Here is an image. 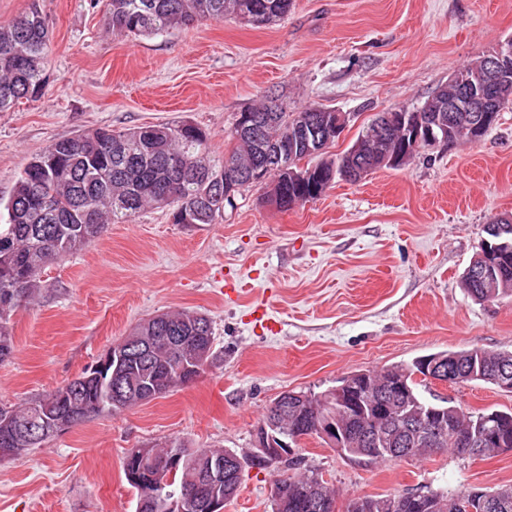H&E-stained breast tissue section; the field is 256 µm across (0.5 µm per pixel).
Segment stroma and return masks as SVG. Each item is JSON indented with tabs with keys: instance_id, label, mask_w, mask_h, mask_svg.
I'll return each instance as SVG.
<instances>
[{
	"instance_id": "obj_1",
	"label": "stroma",
	"mask_w": 512,
	"mask_h": 512,
	"mask_svg": "<svg viewBox=\"0 0 512 512\" xmlns=\"http://www.w3.org/2000/svg\"><path fill=\"white\" fill-rule=\"evenodd\" d=\"M34 3L52 53L42 95L0 112V224L18 176L54 141L187 121L220 156L239 113L272 93L292 111L315 104L349 114L333 157L376 113L420 107L458 68L512 38V0H294L266 27L227 18L151 37L113 35L105 8L90 0H0V22ZM506 216L512 104L478 143L421 148L398 168L336 180L285 211L256 184L210 224H176L168 209L150 208L110 225L48 264L38 300L12 313L0 403L42 397L167 311L210 319L214 359L173 392L0 463V512H135L122 470L129 449L178 438L245 457L285 391L318 393L351 373L440 351H512V296L478 302L463 285L485 227ZM420 393L469 413L512 410V392L481 381ZM294 457L341 490L337 512L359 496L512 484V450L382 464L312 436ZM283 471L278 462L245 467L224 512H272Z\"/></svg>"
}]
</instances>
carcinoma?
<instances>
[{
  "instance_id": "carcinoma-1",
  "label": "carcinoma",
  "mask_w": 512,
  "mask_h": 512,
  "mask_svg": "<svg viewBox=\"0 0 512 512\" xmlns=\"http://www.w3.org/2000/svg\"><path fill=\"white\" fill-rule=\"evenodd\" d=\"M105 2L112 33L123 36H151L177 30L195 20L222 21L228 17L255 27L273 24L288 17L293 0H91L95 7ZM51 53L48 25L34 4L25 14L0 23V112L15 108L22 100L36 98L45 86V64ZM278 121L249 134L235 127L227 137L233 148L222 157L212 154L208 137L199 127L183 122L154 124L123 131L98 128L50 144L19 175L6 204L8 223L0 225V361L13 351L9 330L12 312L41 292L40 273L44 266L101 237L111 224H125L147 207H164L176 213L190 210L197 224H211L230 203L226 188L212 179L240 169L250 159L261 161L264 152L288 144V150L270 168L269 176L282 178V169L295 168L308 159L316 161L325 174L346 162L342 155L327 159V149L311 153V141L293 140L295 130L317 118L321 107L308 106L289 112L277 106ZM312 201L305 187L288 182L280 209ZM487 260L495 271L491 282L465 274L464 286L478 301L512 295V250L494 251ZM165 321L150 318L139 324L122 342L134 349L150 336L157 337L154 353L135 357L125 365L124 379L136 390L153 388L158 395L170 393L197 378L192 368L196 356L212 357L214 336L197 339V325L207 317L190 312L163 314ZM450 363L458 382L483 381L500 386V377L512 376V351L489 352L480 348L453 351ZM416 362L379 372H359L357 389L369 400L377 391L406 381L411 396L424 399L412 380ZM86 368L76 378L42 397L19 405L0 404V448L14 449L17 457L39 446L26 442L24 433L37 423L47 427L53 414L72 418L78 424L105 411L116 409L105 389L90 378ZM433 415L459 433L476 435L488 429L495 440L483 448L491 455L512 450V412L493 410L477 415L458 411L450 404H432ZM336 414V388L320 394L299 392L288 402V413L279 418L281 428L293 433L299 425L311 428L321 418ZM351 432L375 427L385 437V447L374 454L375 462L393 461V453L406 451L408 458L429 456L434 450L447 451L460 460L466 449L451 435L436 446L420 438L399 419L376 413L363 418L356 413L342 416ZM150 458L126 455L123 471L136 500L155 494H190L197 483L222 459V448H190L173 439L162 448H151ZM172 453L180 455L178 468L169 474L170 483L155 487L158 462ZM241 476L224 470V479L213 484L209 494L230 502L238 494ZM470 512H488L485 503L503 504L497 512H512V485L494 490L465 489ZM273 512H307L306 505L318 498L320 512H336L337 491L317 473L307 470L287 475L275 485ZM458 493H398L392 495L395 508L385 507L387 497H355L347 512H459Z\"/></svg>"
}]
</instances>
